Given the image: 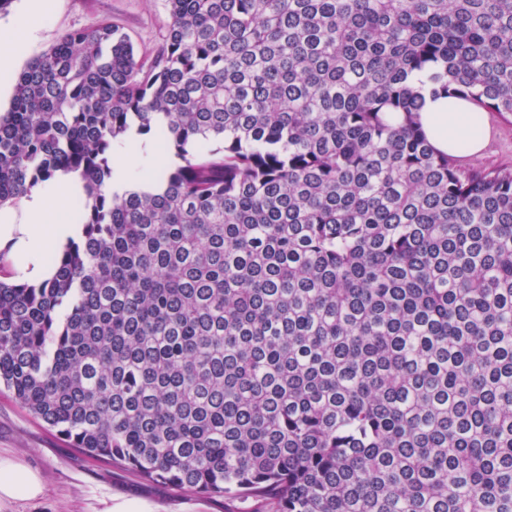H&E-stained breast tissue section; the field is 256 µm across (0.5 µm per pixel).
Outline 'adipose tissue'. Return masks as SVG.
Masks as SVG:
<instances>
[{
    "mask_svg": "<svg viewBox=\"0 0 512 512\" xmlns=\"http://www.w3.org/2000/svg\"><path fill=\"white\" fill-rule=\"evenodd\" d=\"M47 0H28L18 20L0 27V71H11L22 54L29 35L46 13ZM434 149L457 157H474L486 147L491 134L488 113L458 97L425 98L418 115ZM162 165L156 143L144 138L130 142L112 157L109 191L122 190L132 176L144 181L156 178ZM83 193L81 183L60 175L47 192H34L21 199L19 208L0 209V245L11 246L21 263L18 277L39 283L52 275L47 262L50 251L78 238L81 227L70 209ZM44 492L41 474L17 458H0V502L33 500Z\"/></svg>",
    "mask_w": 512,
    "mask_h": 512,
    "instance_id": "ef3b65f1",
    "label": "adipose tissue"
}]
</instances>
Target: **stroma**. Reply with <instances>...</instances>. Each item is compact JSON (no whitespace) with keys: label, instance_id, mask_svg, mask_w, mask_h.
Instances as JSON below:
<instances>
[{"label":"stroma","instance_id":"obj_1","mask_svg":"<svg viewBox=\"0 0 512 512\" xmlns=\"http://www.w3.org/2000/svg\"><path fill=\"white\" fill-rule=\"evenodd\" d=\"M97 21L126 33L137 58L152 56L160 46L169 12L166 0H51L50 12L29 39L25 57L51 49L62 35ZM492 137L473 166H512V125L492 115ZM0 457H18L43 476L45 491L34 501L1 504L0 512H102L105 501L137 503L143 512H256V501L209 498L195 492L140 478L119 465L88 458L32 417L0 387Z\"/></svg>","mask_w":512,"mask_h":512}]
</instances>
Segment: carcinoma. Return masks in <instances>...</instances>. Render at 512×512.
Returning a JSON list of instances; mask_svg holds the SVG:
<instances>
[{"label":"carcinoma","instance_id":"1","mask_svg":"<svg viewBox=\"0 0 512 512\" xmlns=\"http://www.w3.org/2000/svg\"><path fill=\"white\" fill-rule=\"evenodd\" d=\"M167 2L148 62L95 22L15 78L0 209L60 172L85 197L52 279L0 250V385L273 512H512V168L413 121L428 92L512 124V0ZM132 132L173 162L106 195Z\"/></svg>","mask_w":512,"mask_h":512}]
</instances>
